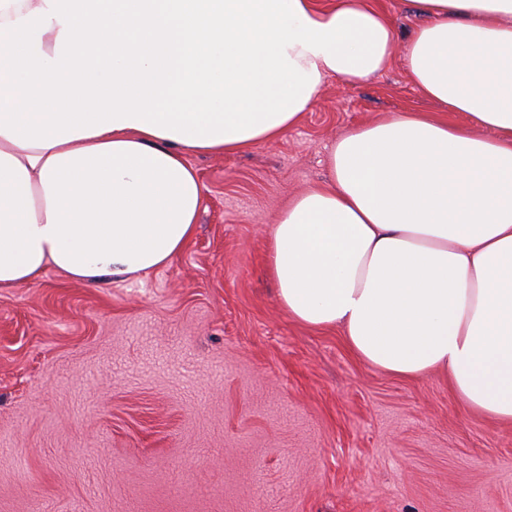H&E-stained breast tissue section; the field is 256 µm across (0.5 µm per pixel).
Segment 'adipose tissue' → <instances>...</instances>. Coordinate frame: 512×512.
<instances>
[{"label": "adipose tissue", "instance_id": "ef3b65f1", "mask_svg": "<svg viewBox=\"0 0 512 512\" xmlns=\"http://www.w3.org/2000/svg\"><path fill=\"white\" fill-rule=\"evenodd\" d=\"M411 4L404 64L438 113L339 137L328 181L279 213L269 272L295 322L509 422L512 0ZM395 39L373 0H0V288L167 264L202 208L187 155L280 138Z\"/></svg>", "mask_w": 512, "mask_h": 512}]
</instances>
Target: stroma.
Here are the masks:
<instances>
[{
	"instance_id": "1",
	"label": "stroma",
	"mask_w": 512,
	"mask_h": 512,
	"mask_svg": "<svg viewBox=\"0 0 512 512\" xmlns=\"http://www.w3.org/2000/svg\"><path fill=\"white\" fill-rule=\"evenodd\" d=\"M376 2L384 73L328 79L277 140L188 155L203 205L170 263L0 290V512H512V423L297 324L267 272L272 224L338 136L435 109L403 65L408 0Z\"/></svg>"
}]
</instances>
